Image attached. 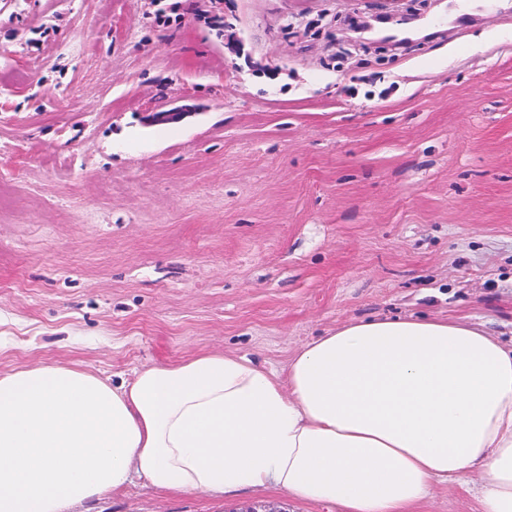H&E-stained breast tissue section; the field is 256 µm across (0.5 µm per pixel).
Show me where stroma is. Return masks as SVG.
<instances>
[{
    "label": "stroma",
    "instance_id": "1",
    "mask_svg": "<svg viewBox=\"0 0 512 512\" xmlns=\"http://www.w3.org/2000/svg\"><path fill=\"white\" fill-rule=\"evenodd\" d=\"M409 10L429 42L339 54L350 17ZM411 314L512 341V0L463 23L432 0H0L1 371L221 350L281 372ZM78 512L339 509L136 476ZM419 512L480 505L440 481Z\"/></svg>",
    "mask_w": 512,
    "mask_h": 512
}]
</instances>
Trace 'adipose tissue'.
Listing matches in <instances>:
<instances>
[{
    "label": "adipose tissue",
    "mask_w": 512,
    "mask_h": 512,
    "mask_svg": "<svg viewBox=\"0 0 512 512\" xmlns=\"http://www.w3.org/2000/svg\"><path fill=\"white\" fill-rule=\"evenodd\" d=\"M277 489L341 512H416L438 481L512 512V346L482 325L359 320L286 375L222 351L110 378L0 372V512H75L124 490Z\"/></svg>",
    "instance_id": "ef3b65f1"
}]
</instances>
